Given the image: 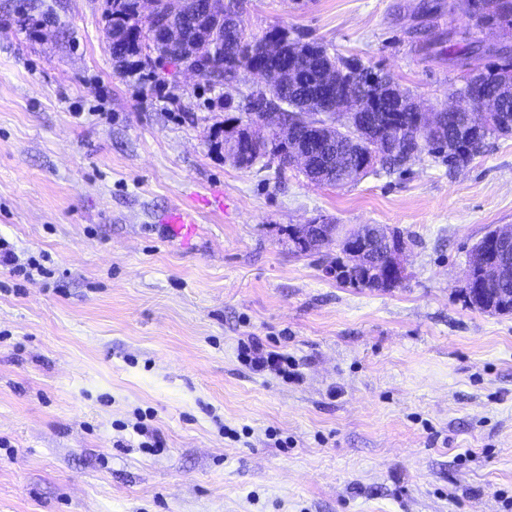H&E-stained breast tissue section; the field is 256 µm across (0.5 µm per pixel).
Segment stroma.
Here are the masks:
<instances>
[{
    "label": "stroma",
    "mask_w": 512,
    "mask_h": 512,
    "mask_svg": "<svg viewBox=\"0 0 512 512\" xmlns=\"http://www.w3.org/2000/svg\"><path fill=\"white\" fill-rule=\"evenodd\" d=\"M240 3L248 36L356 56L426 110L462 104L430 38L504 40L448 0ZM103 12L0 0V237L56 271L0 268V512H512V314L460 292L512 225V137L342 187L243 168L227 140L269 136L243 109L263 80L116 73ZM179 207L192 234L162 222ZM313 222L400 231L401 286L336 282L333 244L295 254ZM250 336L300 381L243 365Z\"/></svg>",
    "instance_id": "obj_1"
}]
</instances>
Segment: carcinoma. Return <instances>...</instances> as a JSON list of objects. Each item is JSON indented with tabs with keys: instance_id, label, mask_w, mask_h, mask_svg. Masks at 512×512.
Instances as JSON below:
<instances>
[{
	"instance_id": "1",
	"label": "carcinoma",
	"mask_w": 512,
	"mask_h": 512,
	"mask_svg": "<svg viewBox=\"0 0 512 512\" xmlns=\"http://www.w3.org/2000/svg\"><path fill=\"white\" fill-rule=\"evenodd\" d=\"M153 21L138 14V0H105V36L112 46V60L125 67L132 58L170 61L188 68H203L206 82L231 83L239 73L251 67L274 74L264 90L250 95V120L257 122L266 111L276 109L288 124L291 138L314 144L331 145L341 155L343 165L356 167L366 156L381 154V168L392 171L406 164L414 153H428L448 163L450 168L469 164L480 154L486 142L495 136L512 135V46L477 44L456 49L448 44V62L464 72L478 68L486 53L499 56L503 63L482 70L481 94L507 93L511 98L494 108L486 128L460 134L453 115L437 129H425L416 113L391 109L386 103L390 77L373 73L358 60L331 53L325 47L300 44L279 28L269 30L264 38L251 40L243 20L231 2L221 7L222 16L207 22L194 21L200 4L189 0L181 12L170 15L165 0H157ZM504 8L493 15H483L484 0H453L448 7L460 9L471 17L483 16L482 24L512 33V0H502ZM275 38L281 44L278 55L264 50V42ZM352 99L354 105L370 112L372 125L360 130L355 125L333 118L336 100ZM248 153L247 166L261 156L278 160V167L288 164V142L272 137L258 141Z\"/></svg>"
}]
</instances>
